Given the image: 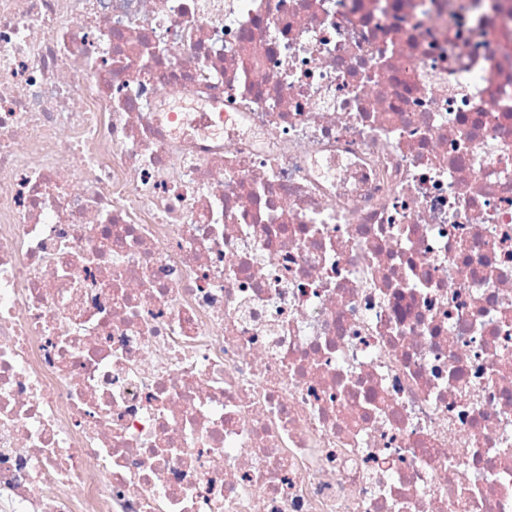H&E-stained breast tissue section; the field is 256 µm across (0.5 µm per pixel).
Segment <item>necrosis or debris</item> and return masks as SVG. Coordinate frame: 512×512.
Listing matches in <instances>:
<instances>
[{
    "label": "necrosis or debris",
    "mask_w": 512,
    "mask_h": 512,
    "mask_svg": "<svg viewBox=\"0 0 512 512\" xmlns=\"http://www.w3.org/2000/svg\"><path fill=\"white\" fill-rule=\"evenodd\" d=\"M0 512H512V0H0Z\"/></svg>",
    "instance_id": "1"
}]
</instances>
